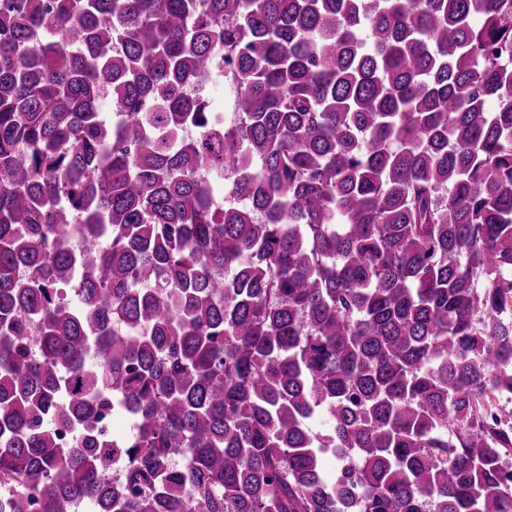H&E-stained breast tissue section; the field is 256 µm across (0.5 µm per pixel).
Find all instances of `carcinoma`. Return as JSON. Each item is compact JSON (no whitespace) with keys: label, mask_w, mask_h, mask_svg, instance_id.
I'll use <instances>...</instances> for the list:
<instances>
[{"label":"carcinoma","mask_w":512,"mask_h":512,"mask_svg":"<svg viewBox=\"0 0 512 512\" xmlns=\"http://www.w3.org/2000/svg\"><path fill=\"white\" fill-rule=\"evenodd\" d=\"M509 397L512 0L0 8V512H505Z\"/></svg>","instance_id":"obj_1"}]
</instances>
